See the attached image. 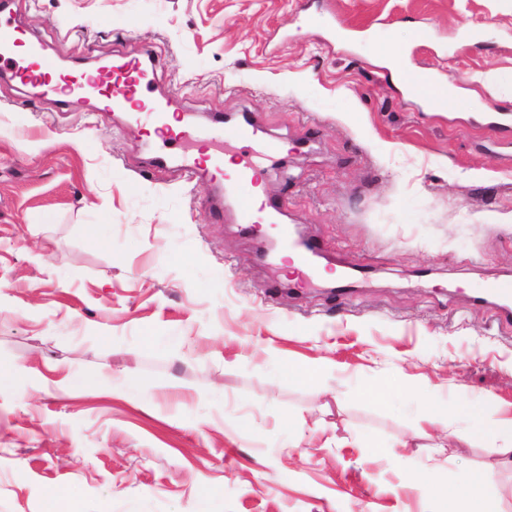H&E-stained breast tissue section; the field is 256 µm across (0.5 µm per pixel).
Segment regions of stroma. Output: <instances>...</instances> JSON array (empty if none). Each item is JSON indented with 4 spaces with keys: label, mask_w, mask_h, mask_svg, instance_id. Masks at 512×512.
Instances as JSON below:
<instances>
[{
    "label": "stroma",
    "mask_w": 512,
    "mask_h": 512,
    "mask_svg": "<svg viewBox=\"0 0 512 512\" xmlns=\"http://www.w3.org/2000/svg\"><path fill=\"white\" fill-rule=\"evenodd\" d=\"M319 3L14 0L60 62L150 49L177 114L248 112L287 140L265 195L361 276L287 287L290 264L213 221L209 183L147 168L141 125L0 76V512H440L448 489L512 512V465L454 412L493 396L512 417V326L470 302L512 276V126L409 100L322 22L512 118V0ZM432 400L450 414L422 439Z\"/></svg>",
    "instance_id": "stroma-1"
}]
</instances>
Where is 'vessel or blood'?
Segmentation results:
<instances>
[{"label": "vessel or blood", "instance_id": "vessel-or-blood-1", "mask_svg": "<svg viewBox=\"0 0 512 512\" xmlns=\"http://www.w3.org/2000/svg\"><path fill=\"white\" fill-rule=\"evenodd\" d=\"M10 6V0H0L1 69L39 94L58 97L60 102H84L101 112L127 114L160 142L148 161L149 167L164 168L175 163L207 180L213 191L212 216L223 218L224 202L232 200L237 223L250 233L271 230L278 252L297 254L302 277L315 276L314 260L323 252L321 244L315 240L294 243L288 225L281 221L280 205L269 200L261 188V169L243 158L233 173L224 171V142H233L245 152L257 151L271 161L284 160L287 142L267 137L248 114L232 123L219 120L206 128L186 123L171 126L169 100L153 94L156 63L150 52L118 55L93 70L65 68L10 22ZM390 77L421 97L436 86L428 73L410 67L403 52L396 56ZM472 300L494 305L499 319L512 323V278L491 281L477 290Z\"/></svg>", "mask_w": 512, "mask_h": 512}]
</instances>
